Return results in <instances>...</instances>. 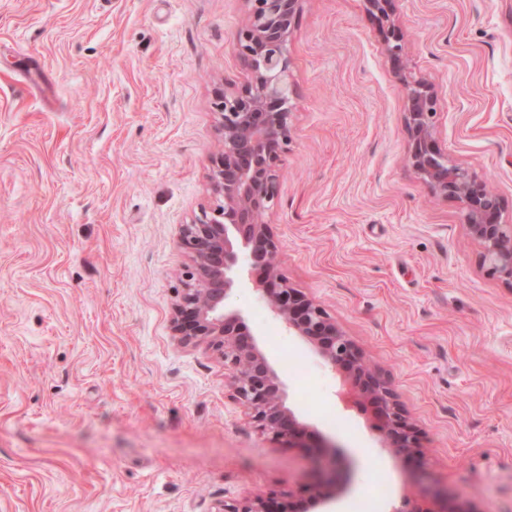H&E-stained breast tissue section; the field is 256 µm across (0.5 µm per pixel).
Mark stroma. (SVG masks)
<instances>
[{"label": "stroma", "instance_id": "1", "mask_svg": "<svg viewBox=\"0 0 512 512\" xmlns=\"http://www.w3.org/2000/svg\"><path fill=\"white\" fill-rule=\"evenodd\" d=\"M243 0H0V512H280L311 483L171 317L181 225L211 202L216 92L243 84ZM405 53L439 97L440 145L512 215V0H400ZM291 137L268 214L281 272L386 373L424 454L381 453L337 376L241 289L287 403L337 446L343 512L384 487L512 512V288L460 206L407 161L405 91L363 0H303ZM336 413L328 427L324 411ZM271 503V498L246 493L236 499L218 502L212 512H272Z\"/></svg>", "mask_w": 512, "mask_h": 512}]
</instances>
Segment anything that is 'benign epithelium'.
<instances>
[{"label": "benign epithelium", "instance_id": "7a95c632", "mask_svg": "<svg viewBox=\"0 0 512 512\" xmlns=\"http://www.w3.org/2000/svg\"><path fill=\"white\" fill-rule=\"evenodd\" d=\"M247 14L235 34L237 55L249 73L240 89H222L218 126L221 150L210 177L213 202L191 223L181 225L180 245L188 263L171 319L185 346L205 345L224 367V385L258 431L290 448L306 449L313 483L298 512H334L339 497L340 461L322 448L286 404L284 383L259 345L257 334L228 300L248 288L265 303L288 334L307 339L323 365L339 371L356 401L376 404L375 428L382 449L396 459L423 452L392 381L371 367L362 349L314 299L291 287L279 270V243L265 220L277 197V178L290 139L288 42L302 0H244ZM377 21L383 49L405 89L408 158L435 197L461 204V219L479 247L481 268L512 287V224L504 201L475 171L450 157L437 137L438 95L429 80L404 59L397 0H364ZM213 512H272L271 499L246 493L215 504ZM392 512H478L459 497L448 507V492L430 499L403 495Z\"/></svg>", "mask_w": 512, "mask_h": 512}]
</instances>
